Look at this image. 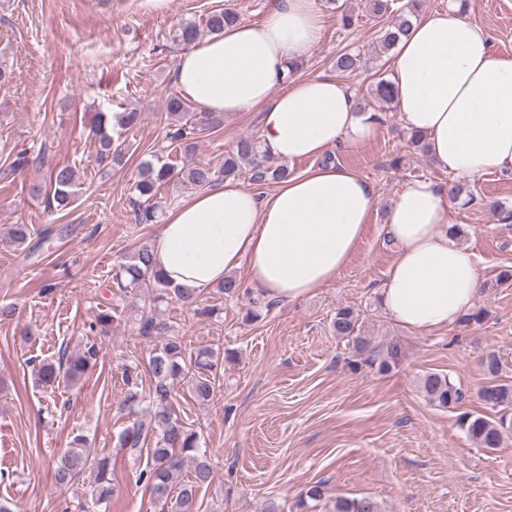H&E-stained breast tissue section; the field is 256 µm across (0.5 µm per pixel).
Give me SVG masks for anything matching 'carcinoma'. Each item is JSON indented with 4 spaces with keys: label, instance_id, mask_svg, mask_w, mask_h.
I'll return each mask as SVG.
<instances>
[{
    "label": "carcinoma",
    "instance_id": "cac0c4a2",
    "mask_svg": "<svg viewBox=\"0 0 512 512\" xmlns=\"http://www.w3.org/2000/svg\"><path fill=\"white\" fill-rule=\"evenodd\" d=\"M418 0H410L394 22L382 31L378 51L381 55L393 49L399 37L410 26L412 17L418 15ZM239 20L232 8L214 11L205 20V28L212 33L224 31ZM199 25L190 21L183 24L174 34V41L186 46L198 38ZM365 68L359 53L344 51L336 56V69L345 74H355ZM370 92L384 103L393 101L390 80L379 77L370 86ZM169 135L183 145V152L193 149V135L215 127V114L196 112L193 105L179 97L172 96L167 102L166 112ZM97 143L95 161L99 165L112 166L122 162L125 156L124 143L114 139L110 133L108 116L100 113L92 129ZM248 168L253 182H281L291 175L288 165L269 162L266 154L259 149L258 139L250 136L240 138L234 150L224 155V162L214 167L209 163H184L176 167L169 162L146 160L140 163L133 189L135 193L150 200L158 189L175 182L204 188L216 181L237 180ZM77 172L70 165H55L49 170L48 207L62 211L75 201ZM158 209L154 204L139 206L135 211L134 223H158ZM11 243L24 245L32 231L26 224H13L9 232ZM116 292L114 297L100 310L96 323L108 326L123 317L138 322L140 335L156 341L148 361V372L152 387L143 393L139 391L138 367L125 371V383L130 393L125 399L132 423L119 434V445L125 449L133 466L138 468L137 480L146 485L161 505L160 512H223V508H210L199 502V491L212 481L210 450L200 446L196 430L186 426L172 407L174 382L186 381L193 399L201 404L212 399L214 374L219 360H231L234 352H224L208 345H200L189 351L181 337L174 335L167 322L157 318L147 305L135 306L126 303L128 289H143L152 295V301L174 299L185 306L195 307L200 300L191 298L187 288L171 286L155 268L152 260L150 240H142L127 263L121 265L114 276ZM330 330L336 338L346 341L351 347L352 359L348 366L357 370L368 364L378 367L385 374L396 364L401 347L396 341L376 345L372 337L365 334V320L361 311L350 306L339 307L330 317ZM97 356L95 347H88L80 353L69 351L64 346L58 357L43 361L35 372L37 383L45 388L74 385L82 378L89 364ZM487 382L479 392V398L494 415L464 412L458 419L459 426L481 448L496 449L503 446L505 438L512 436V381L501 379L502 363L494 353L483 360ZM420 390L428 403L444 408L457 409L466 399V392L450 375L441 372H426L420 378ZM155 442L148 449L150 464L140 468L144 445ZM192 463L187 479H182L186 463ZM90 474L93 480L89 486V499L80 504V512H94L101 504L109 501L114 493L112 487L110 459L100 458L89 448L88 439L81 435L73 445L59 452L52 464V477L56 484L66 486L83 474ZM325 498V484L317 481L300 494L296 508L300 512H317L319 503ZM332 512H381L380 504L370 498H339Z\"/></svg>",
    "mask_w": 512,
    "mask_h": 512
}]
</instances>
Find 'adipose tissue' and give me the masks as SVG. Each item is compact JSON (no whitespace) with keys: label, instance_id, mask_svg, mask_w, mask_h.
Instances as JSON below:
<instances>
[{"label":"adipose tissue","instance_id":"1","mask_svg":"<svg viewBox=\"0 0 512 512\" xmlns=\"http://www.w3.org/2000/svg\"><path fill=\"white\" fill-rule=\"evenodd\" d=\"M322 33L315 0H268L258 23L239 22L179 56L174 80L203 112H261L259 141L277 162L354 150L375 134L373 113L326 75L292 66ZM394 107L424 135L428 156L459 180L512 170V56L493 52L471 6L413 18L391 62ZM375 190L343 165L311 167L262 196L238 183L203 188L174 204L151 240L167 280L202 296L237 270L262 296L294 302L333 283L363 239ZM448 187L418 179L385 217L394 258L378 290L383 311L429 332L474 311L479 262L454 237Z\"/></svg>","mask_w":512,"mask_h":512}]
</instances>
